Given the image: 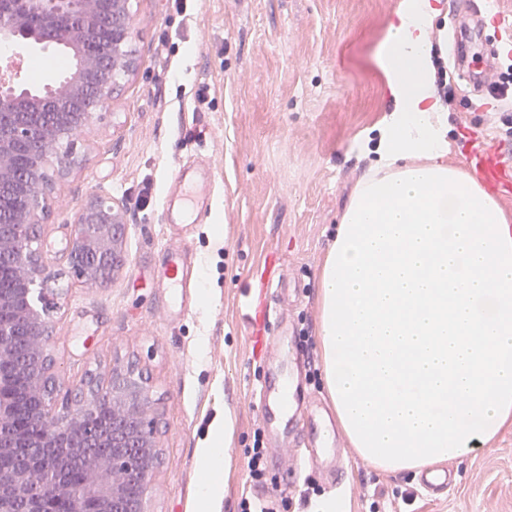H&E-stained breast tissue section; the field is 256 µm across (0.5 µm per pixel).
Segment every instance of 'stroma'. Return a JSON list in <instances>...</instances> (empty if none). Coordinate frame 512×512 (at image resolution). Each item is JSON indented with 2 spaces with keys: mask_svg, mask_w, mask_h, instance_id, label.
Instances as JSON below:
<instances>
[{
  "mask_svg": "<svg viewBox=\"0 0 512 512\" xmlns=\"http://www.w3.org/2000/svg\"><path fill=\"white\" fill-rule=\"evenodd\" d=\"M448 162L479 142L512 143V98L478 95L469 72L496 66L485 0H447ZM130 0L136 69L55 176L38 243H57L90 194L123 204L124 265L105 283H79L49 255L30 302L53 328L50 396L73 405L86 374L110 381L134 365L144 378L160 464L149 512H194L203 480L197 454L213 420L228 415L218 512L245 496L277 512H512V426L488 446L445 462L447 491L427 494L420 474L365 463L336 425L318 346L320 266L341 213L374 167L368 140L393 108L376 51L398 0ZM211 169V209L188 234L164 212L175 170ZM151 184L152 199L138 194ZM195 254L198 298L174 319L167 246ZM285 273L281 317L260 314L268 279ZM294 386L287 410L259 418L253 394L272 374ZM267 450L262 486L249 463Z\"/></svg>",
  "mask_w": 512,
  "mask_h": 512,
  "instance_id": "stroma-1",
  "label": "stroma"
}]
</instances>
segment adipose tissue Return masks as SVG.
<instances>
[{
	"mask_svg": "<svg viewBox=\"0 0 512 512\" xmlns=\"http://www.w3.org/2000/svg\"><path fill=\"white\" fill-rule=\"evenodd\" d=\"M432 0H399L377 56L395 107L319 273L336 424L386 472L455 460L512 422V220L448 165ZM231 421L202 448L196 512L220 498Z\"/></svg>",
	"mask_w": 512,
	"mask_h": 512,
	"instance_id": "adipose-tissue-1",
	"label": "adipose tissue"
}]
</instances>
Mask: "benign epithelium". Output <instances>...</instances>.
Returning a JSON list of instances; mask_svg holds the SVG:
<instances>
[{"label": "benign epithelium", "instance_id": "benign-epithelium-1", "mask_svg": "<svg viewBox=\"0 0 512 512\" xmlns=\"http://www.w3.org/2000/svg\"><path fill=\"white\" fill-rule=\"evenodd\" d=\"M22 4L18 8L15 0H0V61L8 65L19 61V48L28 52L50 48L38 37L18 40L17 29L33 32L35 21L40 18H67L72 24L71 38L79 47L81 64L39 87L20 79L0 77V202L9 199L12 213L11 222L0 225V281L9 279L17 284L15 288L0 287V441L7 437L15 447L38 439L54 443L63 436L80 440L84 418L99 404V397L89 396L61 412L42 395L39 380L30 378L25 385L26 393L39 401V412L21 421L14 415L13 336L19 328H27L31 354L36 358L45 354L49 344L42 334L46 325L44 313L29 301L30 288L44 273L46 264L45 254L33 246L28 228L41 223L49 208L38 183L28 178L29 144L41 126L43 113L80 109L77 121L53 127L46 138L50 151L46 154L45 170L55 163L66 165L67 152L89 130L96 114L109 108L116 71L128 75L135 66L132 60L124 64L115 60V46L129 40L132 30L112 37L107 45L100 41L104 15L122 7L124 0H22ZM125 223L127 216L118 202L99 195L86 199L74 216L66 251L79 282L91 281L86 256L110 264L112 257L123 251V239L115 228ZM150 411V401L143 392L133 401L112 399V416L134 414L146 439L151 430ZM152 453L146 443L134 458H85L80 463V488L73 492L65 485L53 491L46 488L45 461L28 470L0 466V512H48L49 504L58 500L67 503L68 512H91L89 504L104 499L112 502V512H122L125 476L132 469L140 475L139 512H146L155 474L148 461Z\"/></svg>", "mask_w": 512, "mask_h": 512}]
</instances>
